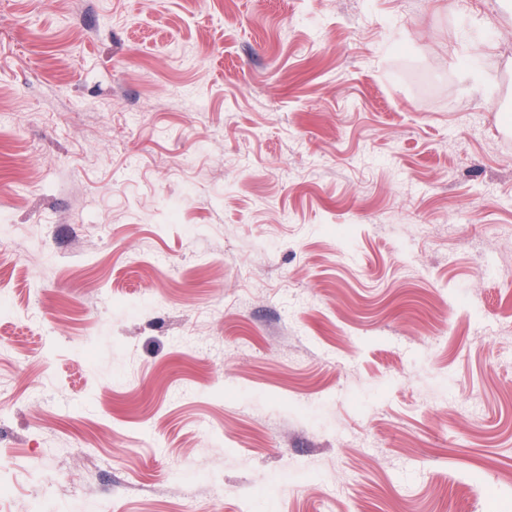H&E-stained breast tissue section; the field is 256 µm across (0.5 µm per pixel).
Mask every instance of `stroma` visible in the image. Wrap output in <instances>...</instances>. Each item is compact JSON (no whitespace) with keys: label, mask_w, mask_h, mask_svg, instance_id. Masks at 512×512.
Returning <instances> with one entry per match:
<instances>
[{"label":"stroma","mask_w":512,"mask_h":512,"mask_svg":"<svg viewBox=\"0 0 512 512\" xmlns=\"http://www.w3.org/2000/svg\"><path fill=\"white\" fill-rule=\"evenodd\" d=\"M0 512H512V0H0Z\"/></svg>","instance_id":"obj_1"}]
</instances>
